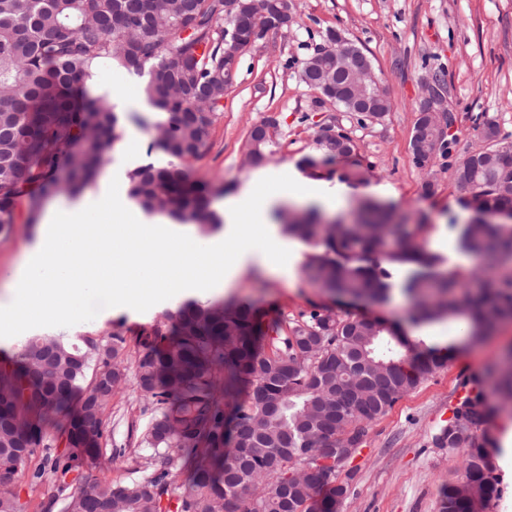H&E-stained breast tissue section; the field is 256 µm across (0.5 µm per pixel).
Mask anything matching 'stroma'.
I'll use <instances>...</instances> for the list:
<instances>
[{"label": "stroma", "instance_id": "1", "mask_svg": "<svg viewBox=\"0 0 512 512\" xmlns=\"http://www.w3.org/2000/svg\"><path fill=\"white\" fill-rule=\"evenodd\" d=\"M288 6L295 16L292 26L268 34L241 56L206 151L192 165L195 178L229 186L234 197L267 176L288 174L306 180L300 161L319 159L317 178L308 179L314 193L300 202V209L328 205L332 219L347 221L360 197L380 199L392 206L396 219L422 225L417 242L424 251L441 254L448 269L469 277L472 287H480L483 261L462 251L457 241L459 225L470 223L474 212L462 204L451 170L438 164L429 170L416 166L410 142L420 82L437 70L445 75L456 113L459 149L479 147L475 127L487 118L494 119L502 133L512 134V0H288ZM329 29L352 40L371 59L392 102L381 121L358 124L302 81L305 59L314 54ZM121 112L124 144L117 146L79 196L48 197L44 213L79 199L93 201L114 179L121 190H128L129 172L142 164L167 165V156L153 144L152 126L161 121V113L145 101L123 105ZM268 116L278 122L273 155L263 166L245 165L242 146L247 134ZM327 124L350 132L357 145L355 157L321 162L315 140ZM357 162L370 179L352 186L341 176ZM431 171L436 174L435 186L428 196L423 184ZM330 193L335 196L331 203L326 200ZM36 237V229L18 223L9 239L0 242V296ZM288 248L287 273L264 274L254 255H247L246 273L231 288L214 292V299L247 301L267 317L290 321L314 310L380 317L400 325L407 356H414L420 340L456 351L444 367L372 425L351 464L350 491L338 512H439L443 490L464 478L463 452L435 447L431 437L448 419L463 389L482 391L488 405L487 422L478 437L485 444L500 493L484 512H512V465L499 462L504 436L512 429V406L496 393L493 372L512 352V319L499 322L490 336L473 345L459 322L412 324L407 317L410 299L401 292H394L384 304L328 293L318 287L308 268L316 247L292 238ZM177 305V300L169 299L144 312L107 308L93 320L71 327L33 328L15 336L11 345L0 344L1 365L13 362L30 336L116 335L125 340L127 380L113 393L103 426L108 450L98 464L67 475L70 490L96 482L128 483L160 469L153 449L142 443L156 404L137 387L136 361L142 337L164 326L166 313ZM115 448L137 449L138 456L113 458ZM43 463L42 455H35L13 478L24 512L62 510L60 499L53 496L55 475L45 473L42 484L35 487L29 482L30 474Z\"/></svg>", "mask_w": 512, "mask_h": 512}]
</instances>
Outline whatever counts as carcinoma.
Segmentation results:
<instances>
[{
  "mask_svg": "<svg viewBox=\"0 0 512 512\" xmlns=\"http://www.w3.org/2000/svg\"><path fill=\"white\" fill-rule=\"evenodd\" d=\"M258 24L248 13L224 18V0H0V234H9L19 210L34 225L46 197L80 192L123 139L119 113L94 91L102 65L146 74L145 98L166 114L156 145L170 161L132 170L130 196L176 224L204 232L220 225L211 199L228 188L196 186L189 162L203 155L232 86L224 80V30L245 42ZM303 68L334 72L336 57L317 51ZM347 92L338 101L347 112L367 96L382 114L391 110L378 78ZM476 131L481 147L460 153L450 134L438 155L450 159L462 196L479 193L478 210L489 213L504 207L500 185L512 184V158L499 155L512 136L492 119ZM347 140L320 134L316 142L337 158L354 153ZM273 144L264 119L244 152L260 166ZM423 228L394 220L373 198L359 200L351 224L326 222L317 209L282 221L286 234L324 249L310 269L332 294L384 303L391 285L373 266L413 264L403 286L412 322L462 319L476 342L512 317V276L472 292L466 278L441 269L440 256L418 248ZM460 245L512 265V224H466ZM167 318L168 332L155 329L142 340L136 365L139 389L159 405L144 442L163 454V468L132 483L68 491L66 476L86 463L88 449L101 450L103 417L126 380L124 339L32 337L15 366L0 369V512H21L12 477L47 449L45 429L59 419L67 448L46 455L45 464L59 480L62 512H336L347 486L325 460L336 459L338 448L361 447L372 424L445 363L429 351L408 371L399 337L359 317L316 310L265 326L247 305L188 299ZM486 417L478 391L433 437L439 448L464 449V478L444 489L440 512H482L498 494L477 435ZM179 465L190 474L177 493L170 475Z\"/></svg>",
  "mask_w": 512,
  "mask_h": 512,
  "instance_id": "obj_1",
  "label": "carcinoma"
}]
</instances>
